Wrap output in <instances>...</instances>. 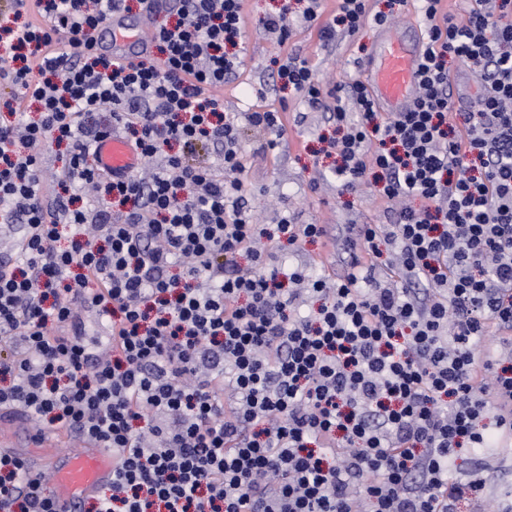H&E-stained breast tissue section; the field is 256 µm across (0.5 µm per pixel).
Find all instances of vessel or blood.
Segmentation results:
<instances>
[{
    "mask_svg": "<svg viewBox=\"0 0 512 512\" xmlns=\"http://www.w3.org/2000/svg\"><path fill=\"white\" fill-rule=\"evenodd\" d=\"M100 46L113 58H134L147 54L149 42L136 33L126 15H113L100 34ZM422 49L420 39L410 41L380 37L374 55L364 62L363 72L377 103L391 112L408 111L413 100L416 70ZM96 166L113 175H128L141 164L138 150L119 135L99 142L94 155ZM51 448L45 464L54 473L56 495L74 505L95 495L112 481L119 454L116 449L96 443L85 444L80 452L56 448L54 440L40 439Z\"/></svg>",
    "mask_w": 512,
    "mask_h": 512,
    "instance_id": "1",
    "label": "vessel or blood"
}]
</instances>
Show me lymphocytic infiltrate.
I'll return each instance as SVG.
<instances>
[{"mask_svg":"<svg viewBox=\"0 0 512 512\" xmlns=\"http://www.w3.org/2000/svg\"><path fill=\"white\" fill-rule=\"evenodd\" d=\"M417 0L407 112L305 60L285 89L332 98L343 192L371 185L365 272L281 274L243 197L240 126L217 96L246 53L244 0H139L151 51L98 52L126 0H0V407L122 453L93 506L0 452V512H460L462 454L512 434V0ZM174 10L175 22H158ZM392 21L337 0L324 35ZM481 84L456 106L450 71ZM120 133L142 168L101 173ZM66 144L62 173L44 156ZM216 153L200 161L198 148ZM92 185L94 207L75 185ZM317 304L297 312L303 299ZM101 312L106 336L78 331ZM494 343H487V336ZM236 392L224 401V386Z\"/></svg>","mask_w":512,"mask_h":512,"instance_id":"lymphocytic-infiltrate-1","label":"lymphocytic infiltrate"}]
</instances>
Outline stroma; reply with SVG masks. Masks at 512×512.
<instances>
[{
  "label": "stroma",
  "instance_id": "stroma-1",
  "mask_svg": "<svg viewBox=\"0 0 512 512\" xmlns=\"http://www.w3.org/2000/svg\"><path fill=\"white\" fill-rule=\"evenodd\" d=\"M285 4L290 7L294 27L281 48L263 20ZM303 7V0H245L247 53L236 76L224 86V109L240 119L262 109L282 113L284 131L276 149H264V133L247 125L242 128L249 181L245 200L253 220L270 231L289 213L297 223L324 225V243H308L292 252L286 241L273 240L267 248L276 266L299 271L315 268L336 278L344 276L353 257L361 253L359 247L345 244L349 225L384 223L385 205L368 185L352 194L339 193L332 173L334 163L319 152L321 136L330 135L334 125L322 105L309 104L297 94L281 90L274 59L280 50L305 59L317 78L331 86L361 75L357 61L374 53L379 30L368 26L355 36L338 34L328 40L323 38L321 27L334 14L336 0H324L320 18L311 23L301 22ZM477 470L487 478L478 508L491 512L499 499L512 492V440L501 438L494 447L467 452L457 475L464 478Z\"/></svg>",
  "mask_w": 512,
  "mask_h": 512
}]
</instances>
